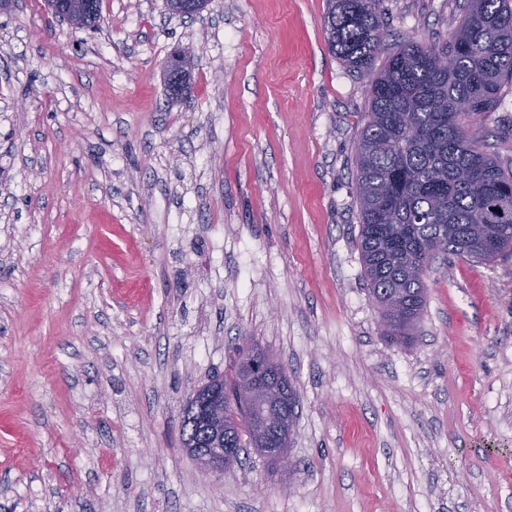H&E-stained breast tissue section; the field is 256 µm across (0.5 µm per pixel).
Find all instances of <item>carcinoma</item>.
Returning <instances> with one entry per match:
<instances>
[{"mask_svg":"<svg viewBox=\"0 0 512 512\" xmlns=\"http://www.w3.org/2000/svg\"><path fill=\"white\" fill-rule=\"evenodd\" d=\"M463 10L448 42H412L380 67V0H328L324 15L332 53L372 76L357 152L358 245L383 335L399 343L411 341L422 319L436 259L492 262L512 251V172L464 125L491 111L512 83V0H464ZM180 430L208 447L187 406Z\"/></svg>","mask_w":512,"mask_h":512,"instance_id":"1","label":"carcinoma"}]
</instances>
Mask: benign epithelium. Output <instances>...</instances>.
I'll use <instances>...</instances> for the list:
<instances>
[{
	"label": "benign epithelium",
	"instance_id": "benign-epithelium-1",
	"mask_svg": "<svg viewBox=\"0 0 512 512\" xmlns=\"http://www.w3.org/2000/svg\"><path fill=\"white\" fill-rule=\"evenodd\" d=\"M239 352L243 355V364L235 391L225 393L224 384L218 379L208 381L197 390L211 401L206 425L212 435V447L201 452L192 448L190 452L206 474L222 472L236 462L237 449L224 447V408L229 404L238 410V414L232 416L236 426L252 431L257 452L280 467L288 465V446L293 430L285 410L288 393H282L273 403L257 398L258 391L269 383L272 371L276 369L274 357L248 341L239 346Z\"/></svg>",
	"mask_w": 512,
	"mask_h": 512
}]
</instances>
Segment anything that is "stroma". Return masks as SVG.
I'll list each match as a JSON object with an SVG mask.
<instances>
[{
	"mask_svg": "<svg viewBox=\"0 0 512 512\" xmlns=\"http://www.w3.org/2000/svg\"><path fill=\"white\" fill-rule=\"evenodd\" d=\"M464 0H382L385 52ZM327 0L0 7V512H512V252L436 262L408 346L358 247L369 76ZM200 52L191 89L163 64ZM468 135L512 168V84ZM251 339L290 379L282 472L202 475L184 406Z\"/></svg>",
	"mask_w": 512,
	"mask_h": 512,
	"instance_id": "stroma-1",
	"label": "stroma"
}]
</instances>
